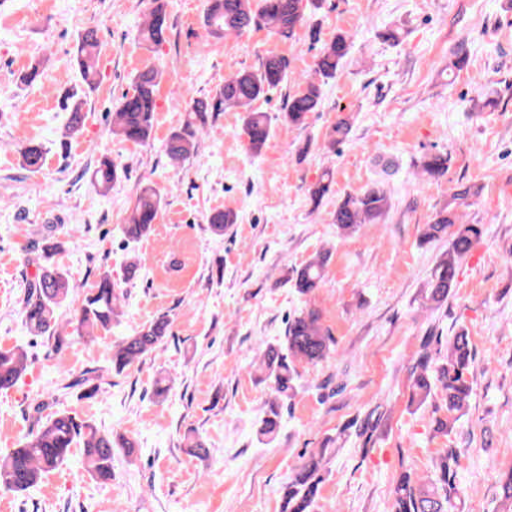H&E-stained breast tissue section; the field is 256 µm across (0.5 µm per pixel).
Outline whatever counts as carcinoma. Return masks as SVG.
I'll return each mask as SVG.
<instances>
[{"label": "carcinoma", "mask_w": 512, "mask_h": 512, "mask_svg": "<svg viewBox=\"0 0 512 512\" xmlns=\"http://www.w3.org/2000/svg\"><path fill=\"white\" fill-rule=\"evenodd\" d=\"M147 18L139 29L141 41L148 47L165 41L169 28L164 0H151ZM322 0H208L203 23L207 34L215 39L240 34L248 29L267 30L282 41L292 40L306 20V8H319ZM351 48V35L339 32L324 44L313 72L301 78L300 89L288 94L282 111V121L290 128L306 126L309 114L318 111L322 88L335 78ZM74 61L80 75L79 89L62 97L64 109L69 111L63 137L72 139L83 128L84 98L98 86L99 40L97 31L89 28L79 33L75 41ZM290 61L283 55L272 54L261 59L255 69H243L224 79V85L207 99L191 98L188 116L182 126L173 130L165 145L167 156L181 163L198 150L199 129L212 112L241 109L246 112L243 132L249 150L258 155L271 135V118L266 112L253 108V103L281 86L288 79ZM162 80V71L145 69L135 74L132 92L124 94L113 112L112 134L125 142L145 143L150 139L155 119L156 87ZM352 129L349 118H339L329 132L327 145L346 141ZM22 168L32 172L41 170L46 149L43 144L29 142L19 151ZM448 154L428 152L417 163L419 174L428 180H438L448 173ZM119 178V167L110 158H102L92 173L96 189L104 194ZM480 190L474 185H462L454 191L448 203L436 211L424 225L421 241L424 244L446 241L448 249L441 253L422 286V298L427 308L438 310L448 303L455 287L460 262L468 255L473 243L483 232L484 225L463 220L458 206L477 198ZM163 197L151 184L141 187L134 206L123 225L127 243H135L147 236L157 219ZM389 207L384 182L373 180L360 193L347 196L336 207L334 224L340 234L350 235L362 224L380 219ZM237 223L232 210H218L209 217L210 230L217 236ZM41 235L42 244L32 263L36 271L25 284V296L20 314L32 336L54 339L56 348L70 340L57 331L58 310L71 297L74 285L68 274L55 264L54 257L63 248V242L52 235L53 227L46 226ZM331 256L326 249L300 267L291 270L287 281L301 296L308 297L322 287L325 269ZM125 292L112 282V276L102 274L84 297L80 308L70 321L73 334L94 339L112 330V322L121 314ZM169 329L165 316L156 318L121 337L109 348L112 370L122 373L142 362L164 342ZM472 342L469 333L460 329L446 342L444 351H432L430 343H422L421 350L410 368V404L423 406L429 400H439L437 409L445 416L437 419L434 432L450 434L455 424L469 407L473 391ZM334 339L321 323L320 311L305 307L288 317L285 340L268 345L260 354L257 381L271 389L274 398L267 403L259 428L260 436L271 441L281 428V402L292 398L301 387L297 365L316 366L332 358ZM28 369V355L21 345L0 347V390L14 387ZM82 446V469L101 480L112 479V448L119 446L132 454L133 443L125 437L114 442L112 435L102 432L88 420L57 412L49 416L35 431L29 433L18 447L0 455V488L23 493L36 487L42 476L65 464L71 449ZM459 456L454 448L446 449L435 461L433 475L426 480L416 479L403 472L395 481L392 494L394 512H448L456 489V468ZM324 453L312 454L292 471L283 488L282 512H313L325 481ZM502 512H512V470L500 475Z\"/></svg>", "instance_id": "obj_1"}]
</instances>
